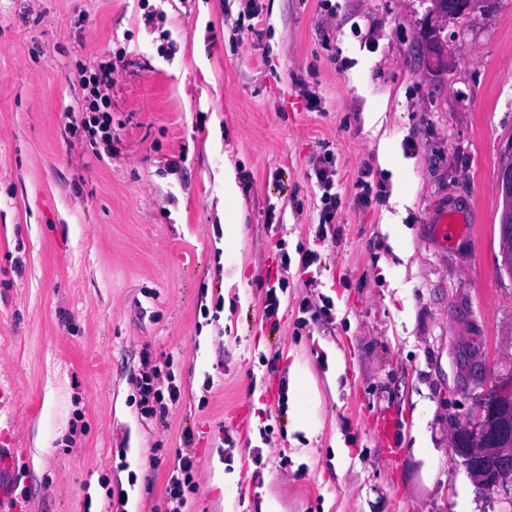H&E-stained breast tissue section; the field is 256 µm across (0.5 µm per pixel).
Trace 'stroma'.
<instances>
[{
    "label": "stroma",
    "mask_w": 512,
    "mask_h": 512,
    "mask_svg": "<svg viewBox=\"0 0 512 512\" xmlns=\"http://www.w3.org/2000/svg\"><path fill=\"white\" fill-rule=\"evenodd\" d=\"M259 2L261 22L236 45L226 13L238 0H0V376L17 388L29 512H83L87 497L105 512L99 479L122 446L138 475L128 512H164L182 452L211 477L190 512H258L271 498L281 512H452L461 489L479 512H512V490L477 488L455 447L480 402L512 378L498 184L512 145V0L451 19L430 0ZM149 8L164 14L151 28ZM120 49L117 137L100 159L67 133L65 115L83 106L77 65ZM303 83L320 111L306 110ZM327 151L340 239L323 252L317 289L335 317L296 330L309 290L293 267L281 329L269 332L259 278L278 239L293 257L312 247L321 202L309 173ZM366 161L389 194L363 207L353 184ZM228 163L241 200L238 267L214 232ZM445 204L468 213V235L449 246L429 222ZM398 206L404 260L383 224ZM219 300L218 319L200 314ZM274 341L277 359L261 365ZM145 353L172 358L181 382L164 425L129 402ZM297 366L318 383L319 429L272 416L261 465L240 439L224 458L230 413L249 402L257 426L269 404L254 384ZM366 406L405 414L396 473ZM421 423L428 462L413 449Z\"/></svg>",
    "instance_id": "stroma-1"
}]
</instances>
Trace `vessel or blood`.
<instances>
[{"instance_id":"1","label":"vessel or blood","mask_w":512,"mask_h":512,"mask_svg":"<svg viewBox=\"0 0 512 512\" xmlns=\"http://www.w3.org/2000/svg\"><path fill=\"white\" fill-rule=\"evenodd\" d=\"M432 222L442 242L458 241L463 234L461 218L452 207H443ZM16 387L8 378H0V512H27L26 494L18 484V455L14 407ZM366 419L371 438L383 461L396 465L401 455L403 421L401 412L393 407L367 409Z\"/></svg>"}]
</instances>
